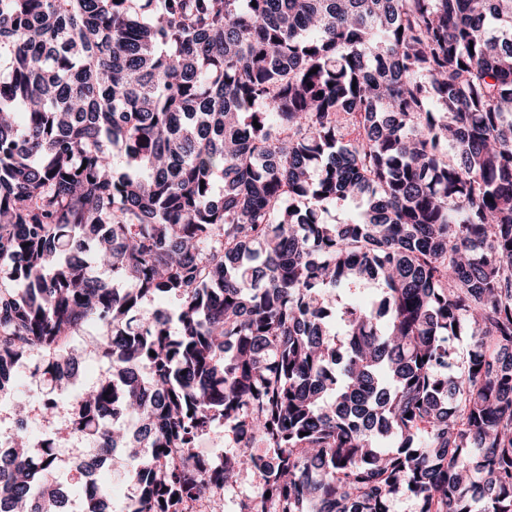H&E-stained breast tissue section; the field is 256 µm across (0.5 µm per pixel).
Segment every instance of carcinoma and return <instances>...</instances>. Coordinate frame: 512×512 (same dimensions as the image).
Here are the masks:
<instances>
[{
	"mask_svg": "<svg viewBox=\"0 0 512 512\" xmlns=\"http://www.w3.org/2000/svg\"><path fill=\"white\" fill-rule=\"evenodd\" d=\"M89 324L125 512H512V0H0V393ZM14 416L0 512H67ZM223 448L224 452L237 449L234 448V442L229 433L224 430V425L216 424L210 433L203 435L196 440L195 448L191 449V453H193L199 459V464L202 471L207 472L220 468L224 462L223 456L221 455L217 459H208L203 456H199L196 453L208 454L212 450H219ZM258 491V483L253 476L243 474L236 483L224 489L219 512H239L240 503L255 498Z\"/></svg>",
	"mask_w": 512,
	"mask_h": 512,
	"instance_id": "cac0c4a2",
	"label": "carcinoma"
}]
</instances>
